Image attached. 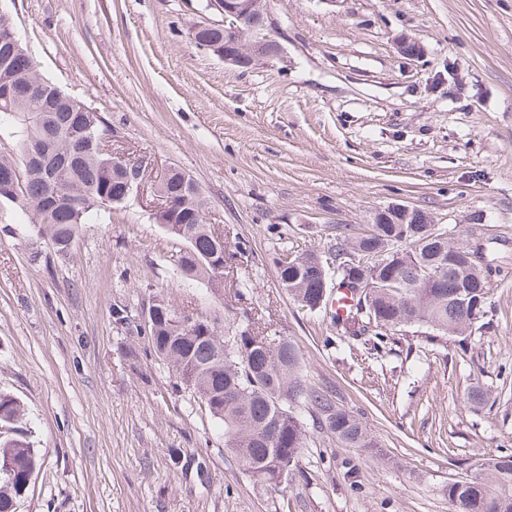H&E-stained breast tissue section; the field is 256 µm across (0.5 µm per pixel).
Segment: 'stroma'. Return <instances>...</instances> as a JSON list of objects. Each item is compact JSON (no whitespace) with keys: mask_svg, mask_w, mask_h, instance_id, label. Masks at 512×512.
<instances>
[{"mask_svg":"<svg viewBox=\"0 0 512 512\" xmlns=\"http://www.w3.org/2000/svg\"><path fill=\"white\" fill-rule=\"evenodd\" d=\"M277 59L248 68L196 46L204 0H8L40 75L100 112L113 152L153 177L94 215L68 253L0 207V390L26 407L41 466L17 512H454L446 488L512 454V0H265ZM421 53L407 58L400 37ZM175 167L242 255L243 295L181 278L155 223ZM403 203L498 270L490 323L465 342L415 327L375 352L302 309L274 262L326 251ZM163 298L217 323L249 310L294 344L383 456L310 431L278 487L112 318ZM182 449L172 465L168 451Z\"/></svg>","mask_w":512,"mask_h":512,"instance_id":"1","label":"stroma"}]
</instances>
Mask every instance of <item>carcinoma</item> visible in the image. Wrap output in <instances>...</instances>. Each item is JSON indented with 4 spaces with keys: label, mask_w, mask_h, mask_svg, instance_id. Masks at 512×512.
Instances as JSON below:
<instances>
[{
    "label": "carcinoma",
    "mask_w": 512,
    "mask_h": 512,
    "mask_svg": "<svg viewBox=\"0 0 512 512\" xmlns=\"http://www.w3.org/2000/svg\"><path fill=\"white\" fill-rule=\"evenodd\" d=\"M14 33L12 13L0 7V83L15 90L11 100H0V132L18 147V156H0V168L16 172L13 188L0 192V204L10 205L33 235L66 252L93 214L124 203L114 197L123 194L126 180L98 151L100 114L41 78ZM166 190L174 206L162 229L184 244L173 265L221 295L224 279L213 265L222 260L225 270L234 269L241 247L218 241L206 221L205 197L187 193L180 172L169 174ZM370 230L352 235L336 228V243L321 260L314 250L278 257L279 264L302 258L288 266V295L316 311L324 304L325 285L361 282L364 313L356 322L347 310L342 329L349 340L367 337L373 350L406 327L464 336L487 318L492 268L470 257L467 244L432 224H374ZM176 311L169 303L163 307L147 335L149 346L205 405L224 430V450L255 483L276 486L296 467L306 439V423L292 410L299 401L316 417L314 428L346 447L380 453L359 418L304 384L295 346L279 330L245 311L228 338L201 318L174 335L168 321ZM27 424L24 405L0 392V512H16V500L39 465ZM448 500L454 512H512V456L485 464L476 482L448 483Z\"/></svg>",
    "instance_id": "1"
}]
</instances>
